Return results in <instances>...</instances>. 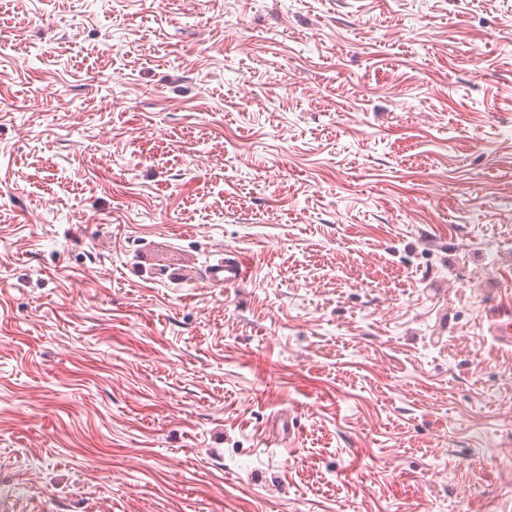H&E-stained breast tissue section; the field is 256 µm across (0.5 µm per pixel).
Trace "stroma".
I'll return each mask as SVG.
<instances>
[{
  "label": "stroma",
  "instance_id": "stroma-1",
  "mask_svg": "<svg viewBox=\"0 0 512 512\" xmlns=\"http://www.w3.org/2000/svg\"><path fill=\"white\" fill-rule=\"evenodd\" d=\"M509 200L512 0H0V512H512ZM249 269L242 253L226 250L224 258L210 266L206 274L210 281L224 285V288H235L247 279ZM489 333L495 345L512 350V306L502 304L490 310L488 314Z\"/></svg>",
  "mask_w": 512,
  "mask_h": 512
}]
</instances>
